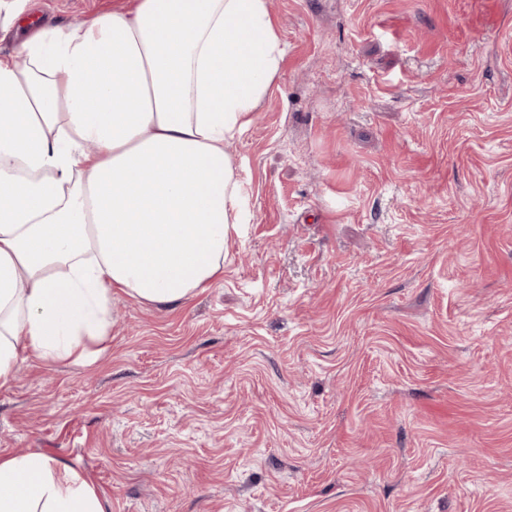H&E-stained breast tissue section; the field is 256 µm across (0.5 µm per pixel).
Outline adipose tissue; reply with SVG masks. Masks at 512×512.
Returning a JSON list of instances; mask_svg holds the SVG:
<instances>
[{"mask_svg": "<svg viewBox=\"0 0 512 512\" xmlns=\"http://www.w3.org/2000/svg\"><path fill=\"white\" fill-rule=\"evenodd\" d=\"M284 49L267 0H129L0 55V388L80 362L112 298L178 305L224 278L248 213L230 145ZM0 512H106L79 470L0 457Z\"/></svg>", "mask_w": 512, "mask_h": 512, "instance_id": "adipose-tissue-1", "label": "adipose tissue"}]
</instances>
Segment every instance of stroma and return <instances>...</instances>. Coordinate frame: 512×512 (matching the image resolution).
I'll return each mask as SVG.
<instances>
[{
    "label": "stroma",
    "instance_id": "1",
    "mask_svg": "<svg viewBox=\"0 0 512 512\" xmlns=\"http://www.w3.org/2000/svg\"><path fill=\"white\" fill-rule=\"evenodd\" d=\"M269 11L223 280L114 298L92 363H22L0 455L69 464L106 512H512V0Z\"/></svg>",
    "mask_w": 512,
    "mask_h": 512
}]
</instances>
